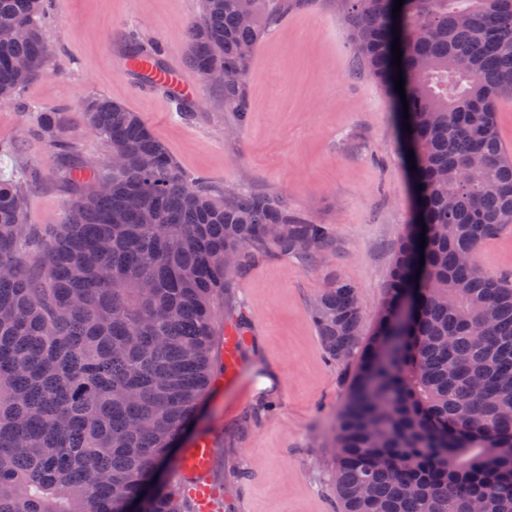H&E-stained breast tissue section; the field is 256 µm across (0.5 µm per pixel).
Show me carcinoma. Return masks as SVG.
<instances>
[{
	"label": "carcinoma",
	"instance_id": "1",
	"mask_svg": "<svg viewBox=\"0 0 512 512\" xmlns=\"http://www.w3.org/2000/svg\"><path fill=\"white\" fill-rule=\"evenodd\" d=\"M317 0H204L188 60L242 125L254 48L274 15ZM45 0H0V105L45 66ZM369 73L402 71L417 223L394 249L365 336L356 286L333 277L311 315L328 359L357 360L334 437L341 512H512V278L477 264L512 224V158L495 124L512 93V0H336ZM400 37H395L394 28ZM400 40L402 68L393 66ZM109 146L64 222L26 223L37 169L0 167V512H186L172 444L214 380L215 305L256 257L309 258L332 231L282 198L186 175L141 117L104 95L80 107ZM49 151H76L36 110ZM426 241L419 248L420 241Z\"/></svg>",
	"mask_w": 512,
	"mask_h": 512
}]
</instances>
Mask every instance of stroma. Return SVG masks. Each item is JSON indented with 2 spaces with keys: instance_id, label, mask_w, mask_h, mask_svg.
Here are the masks:
<instances>
[{
  "instance_id": "obj_1",
  "label": "stroma",
  "mask_w": 512,
  "mask_h": 512,
  "mask_svg": "<svg viewBox=\"0 0 512 512\" xmlns=\"http://www.w3.org/2000/svg\"><path fill=\"white\" fill-rule=\"evenodd\" d=\"M201 10L202 0H49L41 27L49 61L20 97L65 112L89 162L108 147L85 132L80 105L109 96L137 112L187 174L285 198L330 225L329 252L261 256L225 299L229 325L246 338L242 365L231 386L216 370L168 472L179 478L184 449L209 441L208 478L236 512H339L333 438L355 367L327 359L310 302L328 278H346L358 288L366 327L374 325L395 244L413 218L399 113L364 67L334 0H319L291 9L257 42L247 82L253 110L237 125L223 91L206 86L188 61L187 29ZM132 34L159 43L164 65L196 87L191 116L168 92L144 94L139 74L126 70L120 49ZM30 126V113L0 105V142H19L18 161L41 171L26 221L50 227L62 222L71 194ZM477 262L489 273L512 271V224L482 243Z\"/></svg>"
}]
</instances>
